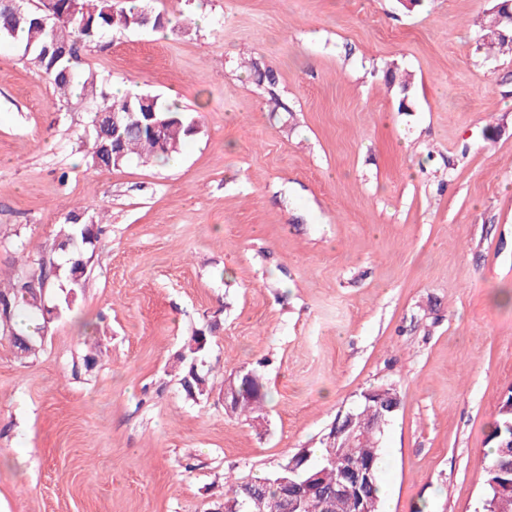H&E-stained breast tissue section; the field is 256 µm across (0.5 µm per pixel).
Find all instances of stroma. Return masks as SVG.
I'll list each match as a JSON object with an SVG mask.
<instances>
[{"label": "stroma", "instance_id": "obj_1", "mask_svg": "<svg viewBox=\"0 0 512 512\" xmlns=\"http://www.w3.org/2000/svg\"><path fill=\"white\" fill-rule=\"evenodd\" d=\"M497 2L152 0L176 27L113 33L85 66L198 130L177 164L112 170L88 162L87 101L0 41V277L58 266L55 306L67 215L104 229L35 353L0 336V512H219L225 474L321 447L383 385L386 512H477L512 392V55L475 50ZM242 366L258 425L224 410ZM206 340L204 345H198L201 340ZM186 352L188 355L183 357L184 367L180 384L190 397L204 396L209 393V376L211 373V366H207V355L209 350V336L205 332H194L189 337ZM198 345V346H196ZM188 364V365H187ZM204 367H207L206 370ZM235 374L237 385L235 383L234 377L229 378L224 384L223 399L225 410L231 413L235 408V413L243 415L246 420L247 418L252 420L260 418L261 407L266 398L263 377L261 373L255 368L240 367L235 371ZM249 375L251 378H249ZM243 379L249 380L252 386L261 389V393L255 396L245 397L240 403L236 405L241 393L245 392L244 388H241L240 390L238 387L242 383Z\"/></svg>", "mask_w": 512, "mask_h": 512}]
</instances>
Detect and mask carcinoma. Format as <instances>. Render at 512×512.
<instances>
[{
    "label": "carcinoma",
    "mask_w": 512,
    "mask_h": 512,
    "mask_svg": "<svg viewBox=\"0 0 512 512\" xmlns=\"http://www.w3.org/2000/svg\"><path fill=\"white\" fill-rule=\"evenodd\" d=\"M78 8V17L85 22L81 29L77 24L61 20L51 28H43L39 24L28 20H20L6 4L0 2V41L5 40L18 46L23 57L34 63L50 80L54 86L58 101L66 103L79 93L94 103V109L115 112L122 117L120 134L123 136V157L120 162H114L111 167H120L132 158L146 163L149 159H166L181 147L183 142L196 133V124L192 118L168 104L159 102L148 94H135L116 97L108 92L104 79L93 71L81 70L83 64V48L104 38L115 30H132L138 27L134 18L141 14L146 7L135 4V0H55L54 8L60 15H66L72 8ZM496 23L505 33L502 38L491 41H479L476 49L490 54L495 49L508 48L512 51V10L505 5L498 8L488 23ZM155 108L158 112H168L174 121L168 128L166 142L156 139L145 127L144 110ZM52 271L47 266H41V274L36 280V288L29 287L27 282H17L12 288H0V322L3 326L11 325L17 310L22 305L29 304V299L36 298L50 283ZM208 339L203 332H194L189 337L187 346L186 365L182 370L180 384L190 397L204 396L209 393V376L211 368L207 367L209 344H201ZM11 340L18 352L26 356L35 351L37 337L29 335L11 334ZM236 382L249 381L252 386L264 389L263 377L255 368L241 367L235 371ZM266 393L248 396L238 403L235 413L252 420L261 417V407L265 401ZM511 399H506L499 418L491 434L494 450L489 459L488 466H497L502 458L501 445L512 442V412L508 410ZM372 403L363 401L356 412V417L368 422V425L359 430L362 435V444L352 449V455L372 462L373 478L370 485L364 488L367 497L373 504H379V429L369 425L374 419L371 410ZM326 449H321V455L316 460L308 459L304 469L311 473L322 472L323 483L310 495L305 504V512H349L344 499L336 497L332 488L336 480V472L344 463V458L336 457V462L330 463L326 459ZM286 477L288 473L279 470L273 475L257 478L250 481H233L227 483L225 495H232L244 503V510L248 512L253 499H258L260 512H281V489L276 485L279 477ZM498 506H493V503ZM498 512H512V474H498L486 471L484 490L481 499V512H488L491 508Z\"/></svg>",
    "instance_id": "cac0c4a2"
}]
</instances>
